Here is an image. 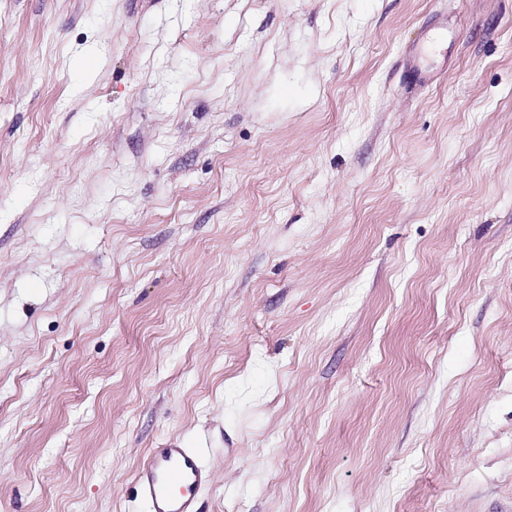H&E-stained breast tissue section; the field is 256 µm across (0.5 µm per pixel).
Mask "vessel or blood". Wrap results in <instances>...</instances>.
I'll use <instances>...</instances> for the list:
<instances>
[{"label":"vessel or blood","mask_w":512,"mask_h":512,"mask_svg":"<svg viewBox=\"0 0 512 512\" xmlns=\"http://www.w3.org/2000/svg\"><path fill=\"white\" fill-rule=\"evenodd\" d=\"M208 479L194 450L174 444L150 453L135 489L152 512H198V494Z\"/></svg>","instance_id":"vessel-or-blood-1"}]
</instances>
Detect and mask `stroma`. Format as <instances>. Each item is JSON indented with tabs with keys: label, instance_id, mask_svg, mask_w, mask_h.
<instances>
[{
	"label": "stroma",
	"instance_id": "1",
	"mask_svg": "<svg viewBox=\"0 0 512 512\" xmlns=\"http://www.w3.org/2000/svg\"><path fill=\"white\" fill-rule=\"evenodd\" d=\"M172 441L201 512H512V0H0V512Z\"/></svg>",
	"mask_w": 512,
	"mask_h": 512
}]
</instances>
